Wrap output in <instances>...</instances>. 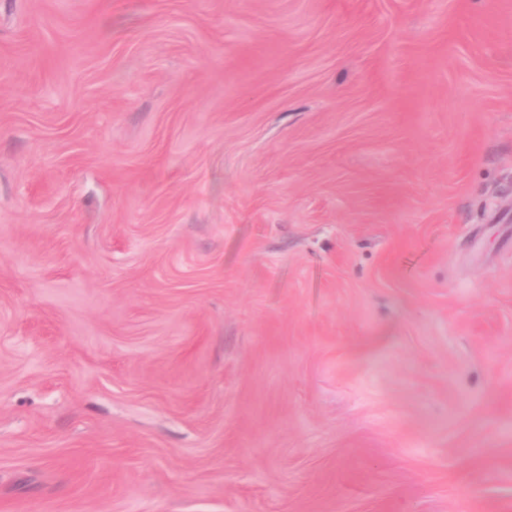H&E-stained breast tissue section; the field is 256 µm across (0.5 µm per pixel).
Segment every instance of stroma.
I'll return each instance as SVG.
<instances>
[{
	"instance_id": "1",
	"label": "stroma",
	"mask_w": 512,
	"mask_h": 512,
	"mask_svg": "<svg viewBox=\"0 0 512 512\" xmlns=\"http://www.w3.org/2000/svg\"><path fill=\"white\" fill-rule=\"evenodd\" d=\"M0 512H512V0H0Z\"/></svg>"
}]
</instances>
